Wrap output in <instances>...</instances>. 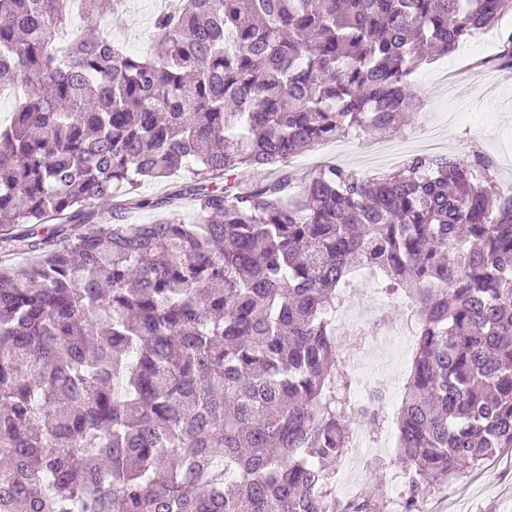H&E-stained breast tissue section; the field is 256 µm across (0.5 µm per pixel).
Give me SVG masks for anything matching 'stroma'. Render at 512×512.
I'll list each match as a JSON object with an SVG mask.
<instances>
[{"label":"stroma","mask_w":512,"mask_h":512,"mask_svg":"<svg viewBox=\"0 0 512 512\" xmlns=\"http://www.w3.org/2000/svg\"><path fill=\"white\" fill-rule=\"evenodd\" d=\"M157 12L158 0H127L122 14L108 21L107 30L127 53L149 54L151 42L147 33ZM497 32V38L487 43L480 36H472L459 53L438 57L410 75L411 89L422 106L399 132L363 133L324 142L293 157L290 170L303 172L332 162L377 177L408 161V154L397 152V144L421 141L424 130L429 129L435 141L429 146L428 155L481 149L492 158L497 179H512V72L488 66L486 73L494 84L490 91L469 76L449 88L437 79L440 71L459 67L462 56H496L500 36L512 33V12L502 16ZM339 343L348 351L352 366L383 377L386 365L368 350L360 325L349 324L341 329ZM364 454L366 460L359 466L364 489L376 500H391L394 490L388 473L396 468L397 451L368 448ZM377 461L384 462V470L374 469ZM450 488V493L439 492L426 498L424 512H456L461 502L468 512H512V451L456 479Z\"/></svg>","instance_id":"1"}]
</instances>
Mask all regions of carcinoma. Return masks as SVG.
Listing matches in <instances>:
<instances>
[{
  "label": "carcinoma",
  "mask_w": 512,
  "mask_h": 512,
  "mask_svg": "<svg viewBox=\"0 0 512 512\" xmlns=\"http://www.w3.org/2000/svg\"><path fill=\"white\" fill-rule=\"evenodd\" d=\"M67 2L0 0V228L29 225L0 240L40 252L0 268V512H387L334 483L358 411L334 313L360 269L416 305L402 512L512 449V195L485 156L237 180L400 130L408 76L506 0H178L145 57L106 38L123 0H81L58 46ZM189 182L183 172H178L166 178L151 180L143 183L139 188V193L144 197L157 198L172 190L175 184Z\"/></svg>",
  "instance_id": "1"
}]
</instances>
